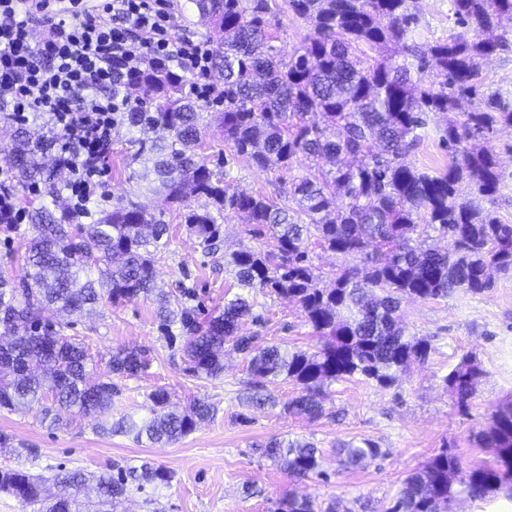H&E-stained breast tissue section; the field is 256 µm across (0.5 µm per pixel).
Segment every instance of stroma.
Masks as SVG:
<instances>
[{
	"instance_id": "stroma-1",
	"label": "stroma",
	"mask_w": 512,
	"mask_h": 512,
	"mask_svg": "<svg viewBox=\"0 0 512 512\" xmlns=\"http://www.w3.org/2000/svg\"><path fill=\"white\" fill-rule=\"evenodd\" d=\"M415 8L421 18L418 42L447 38L454 27L452 0H417ZM128 138L126 125L113 129L106 186L91 202V211L135 197L161 216L170 224L172 238L156 264L159 286L196 288L204 312L218 313L235 294L232 275L210 271V257L189 237L175 211L162 197L138 194L129 183ZM470 145L493 150L501 182L491 209L512 224V126H497L489 139H474ZM225 179L245 193L261 192L280 204L288 202L277 173L241 162L227 168ZM491 277V288L480 293L457 290L436 301L404 302L403 325L409 334L430 339L429 358L411 363L389 388L355 379L328 384L325 415L316 420L283 410V402L299 392L283 379L270 386L276 406L252 408L246 400L247 363L232 347L224 349V371L218 378L188 375L158 329L152 301L101 304L73 318L66 330L89 349L96 376L108 377L113 350L143 348L151 356L145 373L119 380L121 393L112 399L111 420L144 415L148 396L158 387L166 388L181 405L195 398L208 400L217 409L215 418L177 441L150 444L128 435L99 433L91 417L67 414L61 425L51 428L42 423L40 407L23 414L0 411V433L11 440L9 448L0 450V469H23L48 478L61 468L96 474L148 464L174 473L170 486L130 489L126 512H273L277 502L291 494L313 499L319 512L331 505L336 512H385L406 476L442 448H453L466 464L486 457L475 437L489 427L498 406L512 399V270H495ZM239 333L292 350L311 351L319 344L299 305L274 295L255 296L253 315L242 320ZM467 355L477 359L483 375L462 411L443 378ZM276 437L314 442L323 453V477L300 480L263 457L261 446ZM363 440L381 448V457L362 467H340L337 446Z\"/></svg>"
}]
</instances>
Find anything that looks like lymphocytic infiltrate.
I'll use <instances>...</instances> for the list:
<instances>
[{"label":"lymphocytic infiltrate","instance_id":"obj_1","mask_svg":"<svg viewBox=\"0 0 512 512\" xmlns=\"http://www.w3.org/2000/svg\"><path fill=\"white\" fill-rule=\"evenodd\" d=\"M175 27L174 0H0V112L18 124L43 115L56 132L75 216L87 215L99 160L129 110L126 88L144 70L189 72L199 96L221 97L205 81L209 44L177 37Z\"/></svg>","mask_w":512,"mask_h":512}]
</instances>
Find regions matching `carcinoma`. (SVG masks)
<instances>
[{
  "label": "carcinoma",
  "instance_id": "cac0c4a2",
  "mask_svg": "<svg viewBox=\"0 0 512 512\" xmlns=\"http://www.w3.org/2000/svg\"><path fill=\"white\" fill-rule=\"evenodd\" d=\"M412 2L287 0L312 33L285 57L272 45L276 0H192L212 28L213 64L224 70V109L212 114L209 103L185 95L188 79L175 72L148 70L131 85L125 122L135 151L128 156L129 181L175 206L215 263L224 213L243 212L256 236L270 233L273 244L236 252L227 265L247 292L299 302L321 339L313 352L257 346L254 337L238 335L239 323L253 316V304L242 294L201 319L185 305L192 297L188 289L157 287L155 265L170 245V227L139 203L103 209L90 224L74 222L65 209H50L44 199L56 198L60 188L43 158L57 136L42 122L17 128L4 159L15 180L12 190L25 198L36 187L43 201L27 211L24 276L0 281V335L12 338L0 344V409L23 413L40 405L52 426L61 409L99 417L111 412L112 397L121 390L90 377L94 360L64 334L70 323L44 316L46 310L81 316L103 302L153 301L158 329L170 344L180 343L185 370L197 379L221 375L224 344H230L246 359L253 405L276 404L268 385L282 376L300 387L283 409L309 419L323 415L320 397L332 382L360 376L390 388L410 361H426L430 340L407 336L399 325L402 300L479 293L490 284V268H512V224L484 206L499 190L495 156L465 146L498 125L512 126V104L484 90L481 71L482 60L508 48L505 38L491 33L502 19L512 21V0H452L459 30L432 45L416 40L420 19ZM396 47L401 63L389 53ZM208 113L223 129L233 160L282 174L300 157L312 162L305 174L288 179V206L226 182L224 153L204 154ZM431 113L448 115L439 130L450 153L443 173L408 162ZM373 142L380 146L376 153ZM323 161L332 168L321 167ZM187 185L209 201L208 208L185 205ZM433 233L448 239V250L413 245ZM313 245L359 263L339 268L333 287L321 288L322 276L309 257ZM149 364L146 351L138 349L116 350L108 360L119 378L137 377ZM481 376L476 360L465 356L444 377L459 407L468 406ZM148 398L144 417L98 428L138 442H172L215 413L203 399L180 408L163 387ZM480 441L491 449V461L466 466L444 448L406 478L385 512H448L460 494L474 501L494 493L512 499V401L495 411ZM337 453L346 469L382 456L369 441L347 443ZM263 454L298 478L325 476L312 442L275 438ZM172 478L162 466L90 477L60 470L52 477L57 494L49 512H87L91 481L104 512H114L129 482L159 487ZM44 482L24 470L0 471V491L30 512H44ZM277 512L316 508L290 496Z\"/></svg>",
  "mask_w": 512,
  "mask_h": 512
}]
</instances>
